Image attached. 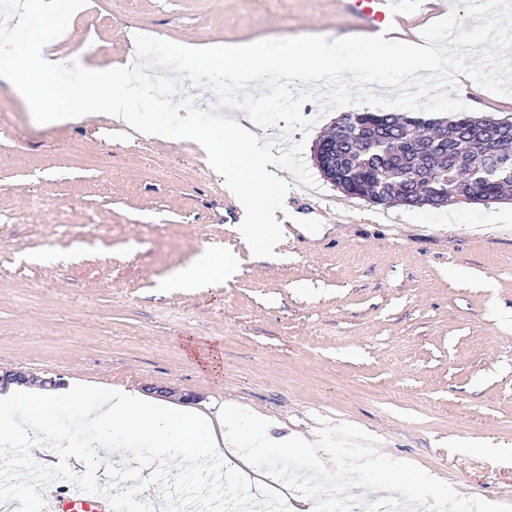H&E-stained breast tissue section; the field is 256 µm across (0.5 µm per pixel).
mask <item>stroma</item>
I'll return each mask as SVG.
<instances>
[{"instance_id":"1","label":"stroma","mask_w":512,"mask_h":512,"mask_svg":"<svg viewBox=\"0 0 512 512\" xmlns=\"http://www.w3.org/2000/svg\"><path fill=\"white\" fill-rule=\"evenodd\" d=\"M336 0H89L57 46L125 66L134 37L175 44L365 33ZM475 117L512 104L460 77ZM275 218V257L194 141L105 117L37 123L0 83V374L122 386L209 414L240 409L314 438L347 422L460 494L512 505V201L442 208L356 200L314 174ZM209 245L239 272L163 280ZM219 350L204 371L183 341Z\"/></svg>"}]
</instances>
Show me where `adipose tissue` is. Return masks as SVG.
<instances>
[{
    "label": "adipose tissue",
    "instance_id": "obj_1",
    "mask_svg": "<svg viewBox=\"0 0 512 512\" xmlns=\"http://www.w3.org/2000/svg\"><path fill=\"white\" fill-rule=\"evenodd\" d=\"M238 272L235 254L203 248L168 280L171 288H204L213 279H229ZM79 415L96 433L94 440L75 444L73 428L61 425L67 415ZM36 429L53 447L72 449L88 467L109 468L118 462L123 448H153L160 458H179L183 463L202 462L234 448L248 449L242 465L255 466L260 457L292 448L311 453L310 443L288 435H272L260 419L240 413L234 406L208 416L178 406L156 403L115 389L91 386L45 390L9 385L0 392V447L26 441Z\"/></svg>",
    "mask_w": 512,
    "mask_h": 512
}]
</instances>
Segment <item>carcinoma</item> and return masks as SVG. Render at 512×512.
<instances>
[{"label":"carcinoma","mask_w":512,"mask_h":512,"mask_svg":"<svg viewBox=\"0 0 512 512\" xmlns=\"http://www.w3.org/2000/svg\"><path fill=\"white\" fill-rule=\"evenodd\" d=\"M348 133L336 137V184L365 199L380 194L389 206L417 207L422 187L455 202L478 193L496 202L512 192V160L494 153L491 138L472 127L475 119H423L399 112H346ZM491 175L479 184L459 182L460 172Z\"/></svg>","instance_id":"1"}]
</instances>
